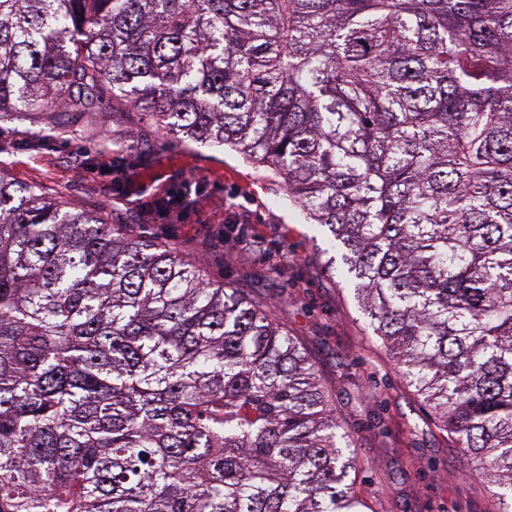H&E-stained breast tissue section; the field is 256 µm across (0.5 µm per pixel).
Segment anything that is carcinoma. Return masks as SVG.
I'll return each mask as SVG.
<instances>
[{
	"label": "carcinoma",
	"mask_w": 512,
	"mask_h": 512,
	"mask_svg": "<svg viewBox=\"0 0 512 512\" xmlns=\"http://www.w3.org/2000/svg\"><path fill=\"white\" fill-rule=\"evenodd\" d=\"M131 104L327 228L512 512V0H0V121ZM308 353L165 245L0 170V512H362Z\"/></svg>",
	"instance_id": "cac0c4a2"
}]
</instances>
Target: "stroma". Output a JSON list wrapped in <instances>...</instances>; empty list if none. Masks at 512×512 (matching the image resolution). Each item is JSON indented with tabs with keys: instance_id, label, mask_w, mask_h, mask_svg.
I'll list each match as a JSON object with an SVG mask.
<instances>
[{
	"instance_id": "obj_1",
	"label": "stroma",
	"mask_w": 512,
	"mask_h": 512,
	"mask_svg": "<svg viewBox=\"0 0 512 512\" xmlns=\"http://www.w3.org/2000/svg\"><path fill=\"white\" fill-rule=\"evenodd\" d=\"M57 127L22 136L0 123V168L18 182L105 214L165 244L267 306L308 350L354 441L369 512H491L489 490L367 329L350 283L328 267L324 227L289 204L282 181L231 148L172 141L129 105L59 109ZM189 191L177 218L156 197Z\"/></svg>"
}]
</instances>
